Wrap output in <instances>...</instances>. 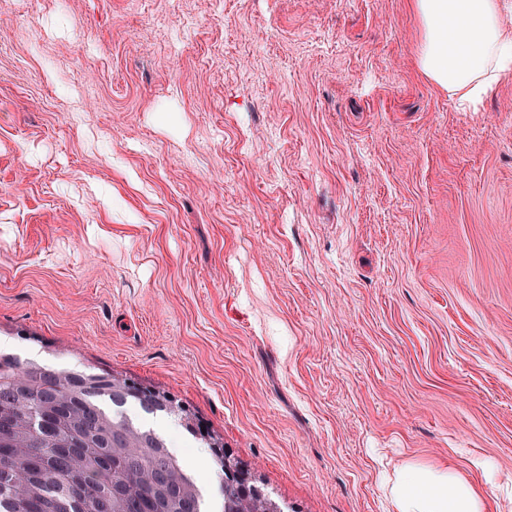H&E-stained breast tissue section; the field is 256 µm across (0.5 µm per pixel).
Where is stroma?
I'll return each instance as SVG.
<instances>
[{
    "label": "stroma",
    "instance_id": "stroma-1",
    "mask_svg": "<svg viewBox=\"0 0 512 512\" xmlns=\"http://www.w3.org/2000/svg\"><path fill=\"white\" fill-rule=\"evenodd\" d=\"M422 38L413 0H0V351L169 391L288 512H387L403 460L512 512V80L459 111Z\"/></svg>",
    "mask_w": 512,
    "mask_h": 512
}]
</instances>
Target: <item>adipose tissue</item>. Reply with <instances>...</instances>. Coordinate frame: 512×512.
Returning <instances> with one entry per match:
<instances>
[{
	"mask_svg": "<svg viewBox=\"0 0 512 512\" xmlns=\"http://www.w3.org/2000/svg\"><path fill=\"white\" fill-rule=\"evenodd\" d=\"M423 39L420 73L463 112L478 111L512 79V22L504 0H414ZM388 512H489L485 493L445 464L406 460L384 477Z\"/></svg>",
	"mask_w": 512,
	"mask_h": 512,
	"instance_id": "adipose-tissue-1",
	"label": "adipose tissue"
}]
</instances>
